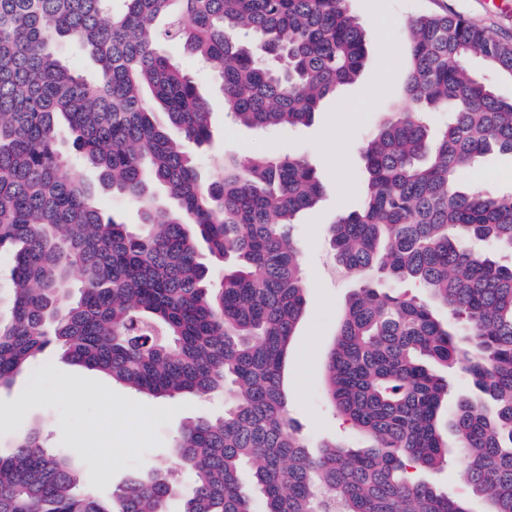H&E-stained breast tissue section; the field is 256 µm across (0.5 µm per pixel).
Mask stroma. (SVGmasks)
I'll list each match as a JSON object with an SVG mask.
<instances>
[{"label": "stroma", "mask_w": 512, "mask_h": 512, "mask_svg": "<svg viewBox=\"0 0 512 512\" xmlns=\"http://www.w3.org/2000/svg\"><path fill=\"white\" fill-rule=\"evenodd\" d=\"M351 7L366 30L369 70L357 84L329 96L311 124L292 129L258 132L233 123L224 112L217 81L196 57L172 42L159 45L182 69L197 75L198 91L209 104L213 138L207 164L252 154L301 152L324 185L321 201L301 212L292 228L308 292L283 377L290 415L313 450L327 440L344 445L358 440L350 424L330 407L322 388L340 313L356 286L354 278L332 269L328 228L341 212L358 204L365 189L361 147L400 99L407 61L403 23L415 13L448 10L512 38V0H351ZM386 40L397 49L391 62L380 53ZM473 182L491 195L512 191V156L485 157L476 172L462 174L463 185ZM223 410L222 394L187 393L174 401L148 397L113 384L50 348L33 369L19 372L10 386L0 389V452L10 453L16 435L38 426L46 446L74 455L82 466L83 484L105 498L133 472L151 466L173 469L180 481H187L171 451L174 437L189 420ZM448 448L447 464L418 471L417 479L449 496L470 498L473 512H484V503L470 497L467 459L456 439H449Z\"/></svg>", "instance_id": "35a3bbf8"}]
</instances>
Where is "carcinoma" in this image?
I'll list each match as a JSON object with an SVG mask.
<instances>
[{"label": "carcinoma", "instance_id": "obj_1", "mask_svg": "<svg viewBox=\"0 0 512 512\" xmlns=\"http://www.w3.org/2000/svg\"><path fill=\"white\" fill-rule=\"evenodd\" d=\"M405 28L402 101L363 144L362 199L328 229L358 286L325 396L368 446L313 454L282 372L307 291L290 227L323 184L292 154L226 160L204 179L186 144L210 143L208 104L155 44L200 56L233 121L307 125L364 74L351 0H0V252L12 263L0 386L55 347L150 397H228L174 440L189 487L149 467L103 499L32 428L0 453V512H167L176 496L181 512H472L411 477L448 459V431L472 495L512 512V264L474 248L512 255V192L461 185L482 158L512 154V101L469 67L512 80V39L452 11ZM69 47L96 74L72 70ZM63 132L97 185L63 173ZM100 192L136 204L141 223L105 216ZM408 282L424 297L401 292ZM434 364L473 393L448 408Z\"/></svg>", "mask_w": 512, "mask_h": 512}]
</instances>
